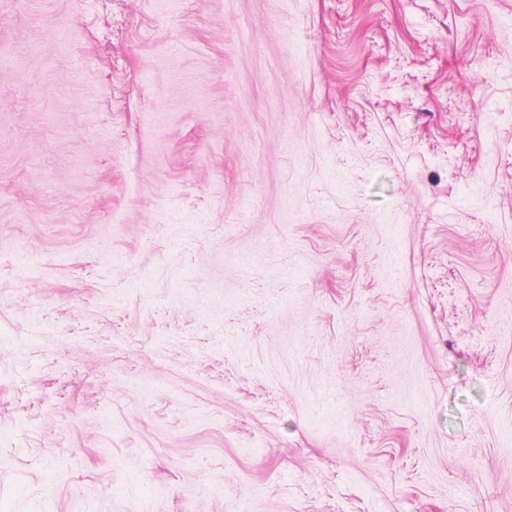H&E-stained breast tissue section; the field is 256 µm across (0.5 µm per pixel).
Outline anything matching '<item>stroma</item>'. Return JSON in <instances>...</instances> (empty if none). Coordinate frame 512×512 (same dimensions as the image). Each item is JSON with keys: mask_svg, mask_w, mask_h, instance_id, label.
I'll use <instances>...</instances> for the list:
<instances>
[{"mask_svg": "<svg viewBox=\"0 0 512 512\" xmlns=\"http://www.w3.org/2000/svg\"><path fill=\"white\" fill-rule=\"evenodd\" d=\"M0 512H512V0H0Z\"/></svg>", "mask_w": 512, "mask_h": 512, "instance_id": "1", "label": "stroma"}]
</instances>
